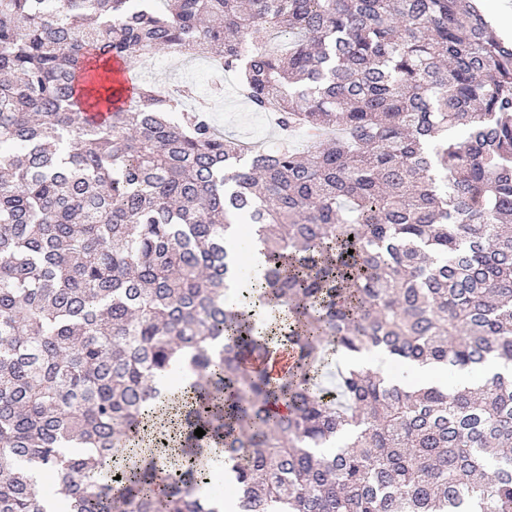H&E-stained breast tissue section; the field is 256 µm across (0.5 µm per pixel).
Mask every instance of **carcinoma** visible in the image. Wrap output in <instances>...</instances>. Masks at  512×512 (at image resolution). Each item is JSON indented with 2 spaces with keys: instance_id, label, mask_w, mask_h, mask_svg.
<instances>
[{
  "instance_id": "obj_1",
  "label": "carcinoma",
  "mask_w": 512,
  "mask_h": 512,
  "mask_svg": "<svg viewBox=\"0 0 512 512\" xmlns=\"http://www.w3.org/2000/svg\"><path fill=\"white\" fill-rule=\"evenodd\" d=\"M161 49L222 59L278 145L137 81ZM114 71L135 98L98 124ZM237 224L259 311L224 302ZM283 349L286 373L244 370ZM372 351L512 363V43L480 11L0 0V512H45L37 470L69 512H512V375L418 388L343 360ZM178 367L185 464L106 468ZM213 443L230 505L196 492Z\"/></svg>"
}]
</instances>
